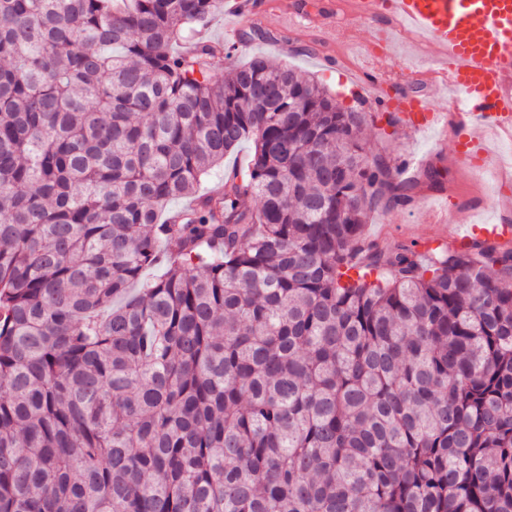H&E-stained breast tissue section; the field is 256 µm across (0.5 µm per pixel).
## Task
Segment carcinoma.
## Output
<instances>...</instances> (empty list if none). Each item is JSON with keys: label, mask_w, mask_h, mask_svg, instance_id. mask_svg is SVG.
I'll return each instance as SVG.
<instances>
[{"label": "carcinoma", "mask_w": 512, "mask_h": 512, "mask_svg": "<svg viewBox=\"0 0 512 512\" xmlns=\"http://www.w3.org/2000/svg\"><path fill=\"white\" fill-rule=\"evenodd\" d=\"M222 2L0 0V512H512V247L365 245L363 113ZM254 151L252 141L243 143L235 152L224 158V164L217 165L202 181L201 193L215 192L224 184V175L234 166L246 167Z\"/></svg>", "instance_id": "1"}]
</instances>
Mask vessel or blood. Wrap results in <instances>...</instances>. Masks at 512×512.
Instances as JSON below:
<instances>
[{"instance_id": "vessel-or-blood-1", "label": "vessel or blood", "mask_w": 512, "mask_h": 512, "mask_svg": "<svg viewBox=\"0 0 512 512\" xmlns=\"http://www.w3.org/2000/svg\"><path fill=\"white\" fill-rule=\"evenodd\" d=\"M352 15L404 24L437 51L428 75L452 101L456 157L465 163L486 151V136L512 138V0H349ZM407 77L381 76L379 107L427 127L437 116L425 99L407 92Z\"/></svg>"}]
</instances>
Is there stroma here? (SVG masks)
I'll return each mask as SVG.
<instances>
[{"label":"stroma","instance_id":"35a3bbf8","mask_svg":"<svg viewBox=\"0 0 512 512\" xmlns=\"http://www.w3.org/2000/svg\"><path fill=\"white\" fill-rule=\"evenodd\" d=\"M262 2L250 26L269 32L270 40L243 43L226 38V29L234 27L235 21L221 12L199 25L200 36L224 47L223 54L215 60L214 76H222L228 68L254 55L292 67L325 86L342 110L366 113L365 143L373 153L388 157L396 169L402 170L403 180H413L430 164L446 173L441 190L418 188L412 201L371 213L364 226L367 244L378 249L397 242L415 245L419 250L440 243L461 248L459 225L441 219L452 198L469 223L512 222V175L502 181L500 188H493L478 170L456 159L444 124L416 129L378 111L375 85L368 74L370 64L359 49L360 43L371 41L375 23L349 14L343 0ZM294 8L304 9L306 20L294 27H276V19ZM391 39L399 68L420 75L419 80L411 82V91L425 98L433 111L447 113L448 89L421 77L431 65L434 48L418 36L396 29L392 30Z\"/></svg>","mask_w":512,"mask_h":512}]
</instances>
